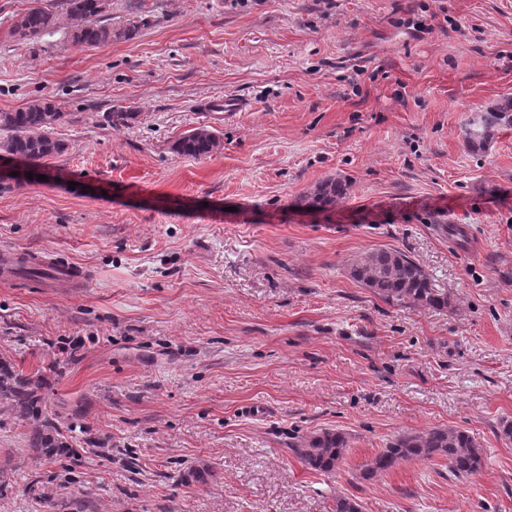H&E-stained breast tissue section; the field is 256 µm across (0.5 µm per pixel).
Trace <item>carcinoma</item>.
Returning <instances> with one entry per match:
<instances>
[{
	"label": "carcinoma",
	"mask_w": 512,
	"mask_h": 512,
	"mask_svg": "<svg viewBox=\"0 0 512 512\" xmlns=\"http://www.w3.org/2000/svg\"><path fill=\"white\" fill-rule=\"evenodd\" d=\"M109 7V0H65V18L50 10L36 7L19 16L11 29L19 42L29 41L58 27H65L73 42L92 48L112 38H132L139 25L131 23L118 31L97 23ZM66 114L50 99H36L15 111L0 112V149L26 161L34 173L50 158L66 151V145L55 136V129ZM141 120V113L127 109L109 112L108 122L114 129L130 126ZM500 126H512V97L477 114L466 128L469 146L484 149ZM224 149L222 139L209 125H200L181 136L173 146L180 155L207 157ZM349 184L329 178L300 194L294 206L328 211L346 199ZM350 276L373 293L392 304H410L434 310L448 308V293L434 287L430 275L407 254L398 250H376L355 260ZM58 363L50 362L45 371L25 375L16 370L8 358H0V401L10 405L20 417L29 421L31 446L48 458H76L78 449L69 441L73 427L63 431L46 413L44 389L48 375L57 372ZM347 439L341 432L323 431L294 443L293 450L308 468L333 473L343 461ZM410 458H444L448 473L456 479L475 475L482 466V452L465 432L454 428H433L415 435H402L392 441L368 465L371 476L385 472L398 461Z\"/></svg>",
	"instance_id": "cac0c4a2"
}]
</instances>
